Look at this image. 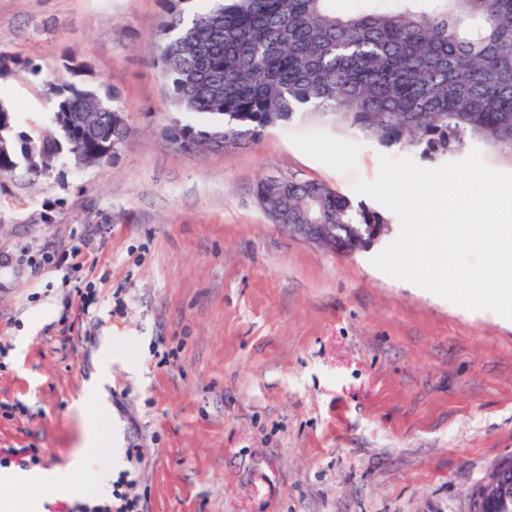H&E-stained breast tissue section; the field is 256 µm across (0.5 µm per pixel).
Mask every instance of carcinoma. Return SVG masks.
<instances>
[{
    "mask_svg": "<svg viewBox=\"0 0 512 512\" xmlns=\"http://www.w3.org/2000/svg\"><path fill=\"white\" fill-rule=\"evenodd\" d=\"M175 0L157 35L154 65L176 119L165 132L196 148L254 140L296 114L343 116L384 147L432 159L469 137L512 151V0ZM57 131L0 132V174H46L63 153L110 160L129 134L115 95L53 87ZM255 188L283 224H331L354 237L384 220L317 181L288 178V197Z\"/></svg>",
    "mask_w": 512,
    "mask_h": 512,
    "instance_id": "1",
    "label": "carcinoma"
}]
</instances>
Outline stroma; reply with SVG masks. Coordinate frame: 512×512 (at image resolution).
<instances>
[{"label":"stroma","mask_w":512,"mask_h":512,"mask_svg":"<svg viewBox=\"0 0 512 512\" xmlns=\"http://www.w3.org/2000/svg\"><path fill=\"white\" fill-rule=\"evenodd\" d=\"M164 0H0V102L19 130L54 127L47 81L113 92L131 128L109 161L61 156L0 176V448H34L77 480H115L149 512H471L512 456V320L392 278L371 259L397 215L353 184L386 148L348 122L294 116L224 150L183 149L152 60ZM40 73H32V66ZM315 180L389 230L340 257L258 206L257 180ZM77 269L37 270L82 238ZM91 286L88 315L67 309ZM101 382L103 431L79 462L82 405Z\"/></svg>","instance_id":"obj_1"}]
</instances>
